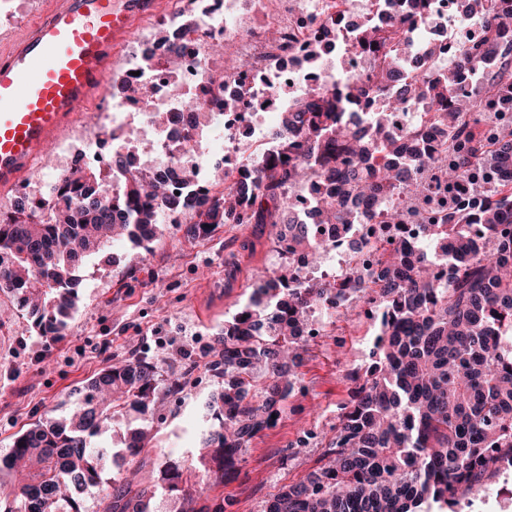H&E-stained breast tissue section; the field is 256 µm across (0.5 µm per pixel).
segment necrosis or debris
Segmentation results:
<instances>
[{
	"label": "necrosis or debris",
	"mask_w": 512,
	"mask_h": 512,
	"mask_svg": "<svg viewBox=\"0 0 512 512\" xmlns=\"http://www.w3.org/2000/svg\"><path fill=\"white\" fill-rule=\"evenodd\" d=\"M424 15L440 17V24L414 23L405 27L403 10L395 0H171L169 10L155 18L165 39L137 41L127 48L125 71L113 81L101 99L98 111L106 121L79 143L68 145L59 157L62 175L77 169L93 168L103 177L112 170L101 146H119L125 132L132 131L149 145L148 152L132 150L126 154L127 167L135 175L153 179L166 176L172 190L184 195L194 206L210 202L214 190L203 166L207 152L200 137L187 122L189 113L207 117L214 128L224 132V175L234 182L248 161L272 152L273 140L263 124V111H281L284 98H272L271 87H285L290 93L305 88H330L340 78L357 76L374 84L377 66L371 53L356 52L355 34L359 27L371 25L382 32L408 30L411 50H397L396 65L405 82L413 83L419 74H437L458 54L480 47L486 35L481 16L449 10L446 0H427ZM281 34L272 41L270 32ZM221 43L232 57L250 60L248 70L235 78L216 73L212 44ZM322 56L317 65L304 66L311 46ZM177 54L180 68L169 72L166 59ZM135 82L143 94L138 100L126 98L121 87ZM179 83L183 97H172L171 83ZM169 113L171 120L157 127L153 115ZM190 167L197 177L184 183L180 169ZM390 199L386 209L364 211L351 236L337 226L320 224L316 234L329 243L325 253L326 273L338 282L346 270L359 263H370L376 250L389 242L416 246L420 225L431 208L420 201L416 212L404 223L388 219L387 209L396 208Z\"/></svg>",
	"instance_id": "4bbe7bcc"
}]
</instances>
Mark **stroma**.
<instances>
[{
  "label": "stroma",
  "instance_id": "1",
  "mask_svg": "<svg viewBox=\"0 0 512 512\" xmlns=\"http://www.w3.org/2000/svg\"><path fill=\"white\" fill-rule=\"evenodd\" d=\"M272 238L268 224H220L205 241L187 236L185 225L168 224L149 249L114 243L107 256L81 267V298L58 337L34 328L14 299L0 294V457L18 432L66 413L70 394L106 366L143 354L163 367L197 366L258 277L278 268ZM331 321L311 339L280 420L258 433L223 484L212 487L225 512H265L282 485L320 466V437L338 425L354 375L373 360L379 315L365 303ZM217 388L197 366L183 391L158 393L149 446L126 459L122 474L155 483L158 460L197 447L205 402ZM308 431L315 439L299 447Z\"/></svg>",
  "mask_w": 512,
  "mask_h": 512
}]
</instances>
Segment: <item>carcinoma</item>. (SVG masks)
Wrapping results in <instances>:
<instances>
[{
	"label": "carcinoma",
	"mask_w": 512,
	"mask_h": 512,
	"mask_svg": "<svg viewBox=\"0 0 512 512\" xmlns=\"http://www.w3.org/2000/svg\"><path fill=\"white\" fill-rule=\"evenodd\" d=\"M493 28L483 56L495 65L479 72L471 87L457 84V71L477 61L467 52L433 78L396 83L384 69L375 89L353 79L344 94L305 89L279 115L271 130L275 151L243 170L212 203L193 214L190 232L218 224H281L293 242L317 257L326 248L289 202V192L313 182L334 191L316 202L314 224H337L352 235L358 212L348 204L381 206L401 197L394 216L409 213L432 192L411 170L436 169L439 182L459 194L475 178L512 162V129L499 133L497 147L480 132V120L512 113V50L497 33L512 23L494 0H468ZM389 36L371 26L357 32L361 48L380 52ZM394 93L390 106L362 130L345 120L339 106L373 91ZM427 96L436 106L441 148L412 138L397 156L385 157L374 174L365 164L388 151L390 114L408 112ZM76 209H50L39 217L20 207L0 212V293L18 298L33 324L46 334L66 326L78 299L76 270L103 253L111 234L145 247L161 229V210L187 203L164 179L127 176L122 199L112 202V184L87 169L59 187ZM427 240L445 251L455 269L436 281L432 259L411 258L399 244L379 254L375 271L352 267L339 284L288 268L261 276L249 301L224 322V338L208 352L203 368L221 380L206 403L209 418L200 447L159 465L162 486H133L121 477L96 512H151L157 490L173 512H224V499L207 488L224 479V465L245 454L250 440L276 424L298 382L306 340L298 325L330 293L362 299L374 292L382 307L376 366L357 378L339 424L325 444L324 463L305 478L281 487L267 512H439L459 497L480 495L503 466L512 467V185L491 190L477 215L434 212L421 225ZM186 374L162 370L134 357L102 369L84 388L72 414L48 418L19 433L0 459V512H88L85 493L98 487L108 466L141 453L148 430L133 429L124 447H102L105 426L135 408L152 419L161 386L177 393Z\"/></svg>",
	"instance_id": "carcinoma-1"
}]
</instances>
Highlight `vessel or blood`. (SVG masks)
Listing matches in <instances>:
<instances>
[{
    "label": "vessel or blood",
    "mask_w": 512,
    "mask_h": 512,
    "mask_svg": "<svg viewBox=\"0 0 512 512\" xmlns=\"http://www.w3.org/2000/svg\"><path fill=\"white\" fill-rule=\"evenodd\" d=\"M152 0H47L0 49V191L15 188L80 107L106 90L116 49Z\"/></svg>",
    "instance_id": "b4317fda"
}]
</instances>
